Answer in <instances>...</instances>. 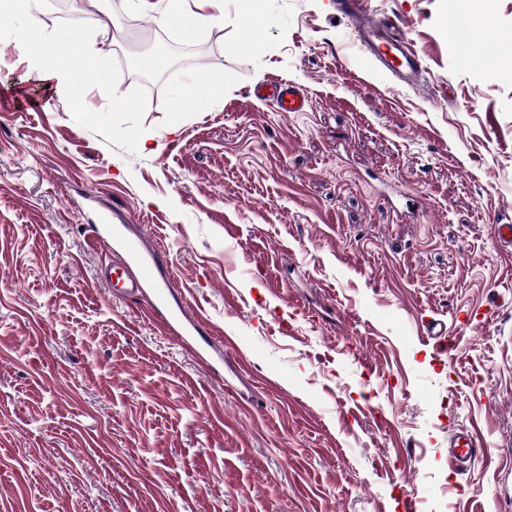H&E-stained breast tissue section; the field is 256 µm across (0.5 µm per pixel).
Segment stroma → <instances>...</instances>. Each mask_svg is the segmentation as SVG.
<instances>
[{
	"instance_id": "1",
	"label": "stroma",
	"mask_w": 512,
	"mask_h": 512,
	"mask_svg": "<svg viewBox=\"0 0 512 512\" xmlns=\"http://www.w3.org/2000/svg\"><path fill=\"white\" fill-rule=\"evenodd\" d=\"M337 2L224 0L197 34L122 0H44L31 42L0 21V512H512V0L468 38L443 25L465 0H367L406 27L410 85ZM66 25L108 74L73 94L29 63ZM194 71L223 96L179 100ZM269 79L308 110L256 99ZM116 213L204 358L99 282L89 227ZM274 88L272 97L275 99L279 111L282 112H304L308 107V99L305 95L299 94L293 85L287 82H270ZM480 441L472 430L455 432L449 439L448 464L461 467L475 459L480 451Z\"/></svg>"
}]
</instances>
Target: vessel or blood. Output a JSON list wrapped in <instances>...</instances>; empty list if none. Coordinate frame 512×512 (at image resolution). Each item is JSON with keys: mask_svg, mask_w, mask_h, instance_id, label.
<instances>
[{"mask_svg": "<svg viewBox=\"0 0 512 512\" xmlns=\"http://www.w3.org/2000/svg\"><path fill=\"white\" fill-rule=\"evenodd\" d=\"M340 6L342 13L355 24L362 48L396 71L403 82H413L421 74L418 57L405 53L400 42L392 40L387 22L370 18L363 0H341ZM272 97L282 112H303L308 107L307 97L286 82L274 83ZM90 241L105 251L119 252L125 257L124 262L106 268L105 283L129 297L148 296L151 316L158 320L167 335L181 344L190 345L201 335V324L194 316L184 308L170 307L168 294L173 283L161 275L159 253L151 248L146 238L119 233L105 221L91 225ZM479 449L480 441L473 431L453 433L449 439L448 463L453 467L463 466L474 460Z\"/></svg>", "mask_w": 512, "mask_h": 512, "instance_id": "1", "label": "vessel or blood"}]
</instances>
